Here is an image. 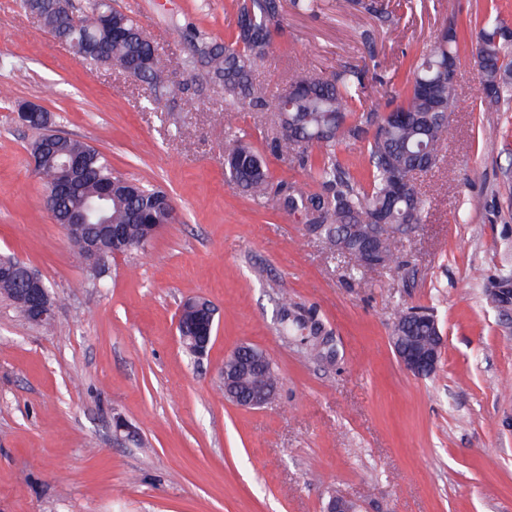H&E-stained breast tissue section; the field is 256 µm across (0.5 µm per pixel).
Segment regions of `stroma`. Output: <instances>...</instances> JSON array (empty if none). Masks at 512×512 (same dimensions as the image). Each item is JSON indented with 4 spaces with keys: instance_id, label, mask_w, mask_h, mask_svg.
<instances>
[{
    "instance_id": "stroma-1",
    "label": "stroma",
    "mask_w": 512,
    "mask_h": 512,
    "mask_svg": "<svg viewBox=\"0 0 512 512\" xmlns=\"http://www.w3.org/2000/svg\"><path fill=\"white\" fill-rule=\"evenodd\" d=\"M139 21L169 80L158 97L123 70L83 62L24 8L0 0V254L41 274L51 330L0 295V512H512V306L491 275L512 273V103L480 94L476 32L512 0H400L398 27L335 4L318 15L281 0L273 54L254 80L279 94L298 72L376 65L362 111H387L411 58L460 33L445 157L420 175L425 219L390 268L351 274L298 213L274 211L227 180L224 138L245 132L274 181L311 188L272 149L269 112L228 109L188 65L198 36L227 40L233 0H112ZM371 32L363 44L362 32ZM158 187L174 218L147 247L88 268L43 204L19 104ZM218 322L204 359L179 341L181 302ZM315 306L338 350L321 363L279 323L281 303ZM433 309L446 339L416 377L390 336L400 311ZM263 350L279 376L259 409L224 398V359ZM130 433L116 434L115 416Z\"/></svg>"
}]
</instances>
